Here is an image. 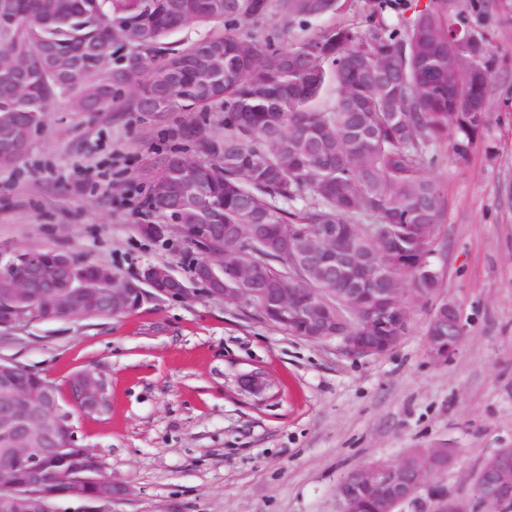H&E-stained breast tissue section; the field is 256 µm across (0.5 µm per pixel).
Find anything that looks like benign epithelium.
Here are the masks:
<instances>
[{"label":"benign epithelium","mask_w":512,"mask_h":512,"mask_svg":"<svg viewBox=\"0 0 512 512\" xmlns=\"http://www.w3.org/2000/svg\"><path fill=\"white\" fill-rule=\"evenodd\" d=\"M186 200L197 202L203 208L210 200L203 187L189 180L182 188ZM184 238L206 250V255L193 267V279L206 290L224 301L253 302L255 289L244 284L254 281L256 268L236 260L235 254L224 251V243L216 238L224 236V227L217 224H180ZM252 225L234 224L229 229L236 242L244 247L252 245ZM305 246L291 270L322 267L326 280L336 274L350 276L359 259L353 253L333 256L336 252V228L322 226L314 233L303 235ZM233 267V276L224 277V268ZM49 268L45 257L36 251L21 253L8 259L0 258V296L29 298L39 304L68 313L83 294L88 300L83 305L103 307L119 315L132 311L130 302L137 298L142 304L149 296L185 299L189 288L165 265L149 264L136 276L120 278L110 267H99L97 281L86 284L82 293L72 288L71 262L59 258L57 276H46ZM389 275L379 274L382 287L377 289L382 308L392 310L395 319L386 324L389 335L379 340L383 315L379 309L369 307L359 288L350 290L348 297L339 301L338 313L349 324V334L338 337L343 348L361 356H379L396 346L404 335L401 319L408 315L404 305L394 299V289L388 287ZM273 311L288 323H301L304 338L322 341L333 338L336 316L332 315L324 299L311 296L302 301L298 289L284 286L273 289ZM464 335V326L456 306L445 301L431 316L426 336L432 356L439 362L448 360L457 351ZM0 373L5 385L0 389V450L6 462L0 464V508L4 512H50L51 497L62 495L90 502H110L124 493L112 480L98 474L97 461L83 462L84 449L75 445L72 423L73 412L100 413L108 405L105 380L90 370L71 375L65 393L58 394L54 386L27 384L19 380L24 373L33 372L9 361H0ZM69 429L71 442L65 448L58 443L59 429ZM452 456L449 448H433L430 452L398 463H377L353 470L336 485L340 512H354L358 495L365 488L373 489L377 512H401L404 505L415 501L423 488L429 487L431 475L448 468ZM64 473V484L56 492L44 490L43 479L54 471ZM29 481L17 482L19 473ZM474 496L480 503L509 512L512 509V448H500L484 459L474 478ZM437 512H468L465 506L446 492L436 494Z\"/></svg>","instance_id":"1"}]
</instances>
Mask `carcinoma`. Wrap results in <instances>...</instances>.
<instances>
[{
	"label": "carcinoma",
	"instance_id": "carcinoma-1",
	"mask_svg": "<svg viewBox=\"0 0 512 512\" xmlns=\"http://www.w3.org/2000/svg\"><path fill=\"white\" fill-rule=\"evenodd\" d=\"M278 7L288 26L336 15L346 0H0V126L18 130L43 118L54 98L71 94L80 111L105 104L115 112L141 111V101L174 78L184 90L171 112L224 113V123L199 139L209 161L193 169L215 202L213 224H258L242 262L263 270L264 287L288 280V228L337 224L336 247L350 246L373 266H391L393 284L410 281L420 296L439 288L433 267H419L429 227H437L442 195L430 169L436 150L467 156L488 120L470 112L448 90V67L464 75L470 61L490 75L495 64L484 38L464 48L448 33L471 29L461 14L448 17L432 0H362L358 25L321 27L278 44L273 33L246 29ZM397 15L389 24L385 15ZM197 24H221L182 49L164 39ZM136 52L98 77L114 41ZM389 62L394 80L378 85L372 63ZM361 224H395L405 231L378 250ZM76 282L97 264L71 257ZM296 288L326 289L327 306L339 292L320 269Z\"/></svg>",
	"mask_w": 512,
	"mask_h": 512
}]
</instances>
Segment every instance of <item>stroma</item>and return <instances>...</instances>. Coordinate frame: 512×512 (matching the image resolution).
I'll use <instances>...</instances> for the list:
<instances>
[{
    "instance_id": "1",
    "label": "stroma",
    "mask_w": 512,
    "mask_h": 512,
    "mask_svg": "<svg viewBox=\"0 0 512 512\" xmlns=\"http://www.w3.org/2000/svg\"><path fill=\"white\" fill-rule=\"evenodd\" d=\"M490 39L489 121L466 160L438 151L443 197L430 244L435 296L406 290V335L376 357L311 342L224 301L193 279L202 255L143 209L163 158H198L182 130L220 112L76 111L58 97L23 159L0 168V255L47 249L108 265L123 277L170 266L186 299L147 297L134 311L0 329V359L64 384L91 370L108 384L106 412L75 416L78 442L101 476L124 486L112 502L51 498L52 512H339L336 485L354 469L420 448L456 451L433 486L472 498L481 461L512 448V0H448ZM454 301L465 335L437 363L426 328ZM262 372L259 395L245 386Z\"/></svg>"
}]
</instances>
